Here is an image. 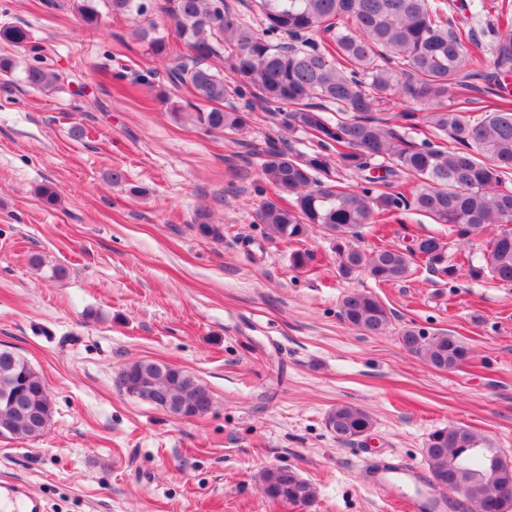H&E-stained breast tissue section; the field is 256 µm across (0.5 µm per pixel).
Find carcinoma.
I'll list each match as a JSON object with an SVG mask.
<instances>
[{
	"mask_svg": "<svg viewBox=\"0 0 512 512\" xmlns=\"http://www.w3.org/2000/svg\"><path fill=\"white\" fill-rule=\"evenodd\" d=\"M264 27L256 29L234 13L224 0H72V9L87 28L100 24V6L135 20V35L147 54H172L169 35L158 31L154 11L170 20L175 39L190 54L174 62L167 77L192 88L199 102L214 107L197 111L208 130L242 134L249 113L216 106L234 97L250 96L280 107L278 121L290 134L304 132L320 149L301 151L290 144L258 152L263 178L277 191L258 212L272 238L300 243L320 227L334 241L340 274L364 272L381 284L407 280L414 261L450 281L464 275L472 281L491 279L512 288V98L497 95L478 117L469 115L470 98L459 91L474 89L472 80L497 81L512 72V0H497L496 24L489 44L494 72L469 68L474 29L458 27L443 0H256ZM0 41L29 48L33 63L24 80L50 91L61 75L41 65L42 48L28 30L1 26ZM227 58L232 77L212 64ZM402 99L424 105L375 116L379 107ZM425 125L452 144L408 131ZM349 172L362 186L342 182ZM382 181L385 189L371 185ZM430 218L448 236L425 235L406 247L380 246L366 253L353 245L360 229L395 218L405 210ZM197 232L209 239L224 237V227L207 210L195 214ZM495 226L493 236L464 264L448 261L451 237L470 243L477 229ZM338 315L361 331L381 335L392 312L374 295L350 292ZM402 345L427 365L453 371L470 354L466 343L447 332L431 336L407 330ZM116 388L136 397L154 392L175 401L185 419L206 415L210 390L179 367L136 360L120 368ZM52 419V404L43 378L13 350L0 347V426L8 439L34 441ZM326 428L340 442L365 436L373 426L364 409L340 403L329 410ZM429 481L463 493L477 512H512V497L499 498L498 488L512 489V459L492 448L477 431L450 424L432 431L424 444ZM263 494L274 501L309 503L316 488L287 467L271 468L261 477Z\"/></svg>",
	"mask_w": 512,
	"mask_h": 512,
	"instance_id": "carcinoma-1",
	"label": "carcinoma"
}]
</instances>
